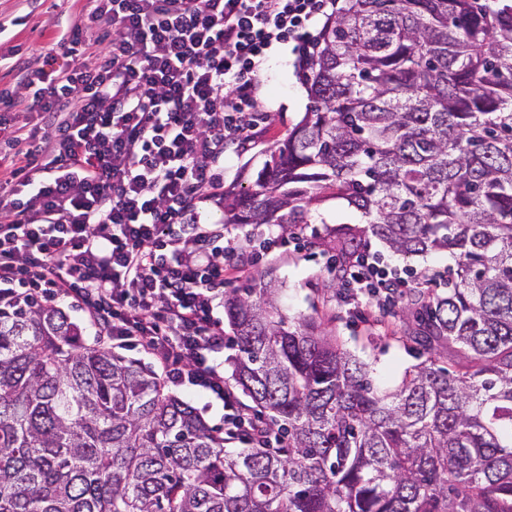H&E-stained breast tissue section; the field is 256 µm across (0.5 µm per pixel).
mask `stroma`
<instances>
[{"mask_svg":"<svg viewBox=\"0 0 512 512\" xmlns=\"http://www.w3.org/2000/svg\"><path fill=\"white\" fill-rule=\"evenodd\" d=\"M82 0H0V57H23L32 68L51 70L67 65L63 56L44 60L41 46L58 30L74 21ZM301 57L291 44L275 47L268 58V75L262 98L268 116L249 150L227 146L224 183L255 177L270 158L276 140L284 138L310 105L299 78ZM208 221L224 228V237L236 249H246L251 239H262L268 225L228 224L224 221V199L215 196L202 203ZM312 232L306 247L288 255L272 252L254 265L252 274L272 272L277 286L276 301L288 317L314 315L332 329L344 349L364 362L368 376L380 393H391L401 385L407 371L425 361L421 345L410 333L415 321L407 317V296L396 297L391 315L374 318L377 302L356 308L348 305L340 286L338 268L327 265V253L319 243L336 228L357 226L362 218L342 201L331 199L307 213Z\"/></svg>","mask_w":512,"mask_h":512,"instance_id":"obj_1","label":"stroma"}]
</instances>
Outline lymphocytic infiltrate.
Masks as SVG:
<instances>
[{"label": "lymphocytic infiltrate", "mask_w": 512, "mask_h": 512, "mask_svg": "<svg viewBox=\"0 0 512 512\" xmlns=\"http://www.w3.org/2000/svg\"><path fill=\"white\" fill-rule=\"evenodd\" d=\"M42 48L52 72L16 63L0 92V295L79 300L113 344L148 354L173 385L221 400L224 433L247 409L224 379L227 145L252 140L274 45L303 50L333 0H89ZM342 278L373 299L404 280L368 251Z\"/></svg>", "instance_id": "f902f5d3"}]
</instances>
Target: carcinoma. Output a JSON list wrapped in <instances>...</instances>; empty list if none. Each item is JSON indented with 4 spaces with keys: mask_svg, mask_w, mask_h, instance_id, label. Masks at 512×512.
Here are the masks:
<instances>
[{
    "mask_svg": "<svg viewBox=\"0 0 512 512\" xmlns=\"http://www.w3.org/2000/svg\"><path fill=\"white\" fill-rule=\"evenodd\" d=\"M306 43L311 105L227 224H306L336 198L365 219L320 242L345 267L371 235L446 251L415 290L442 339L397 391L259 274L224 299L233 379L284 448L224 449L160 373L61 308L0 298V512H512V16L478 0H339Z\"/></svg>",
    "mask_w": 512,
    "mask_h": 512,
    "instance_id": "1",
    "label": "carcinoma"
}]
</instances>
